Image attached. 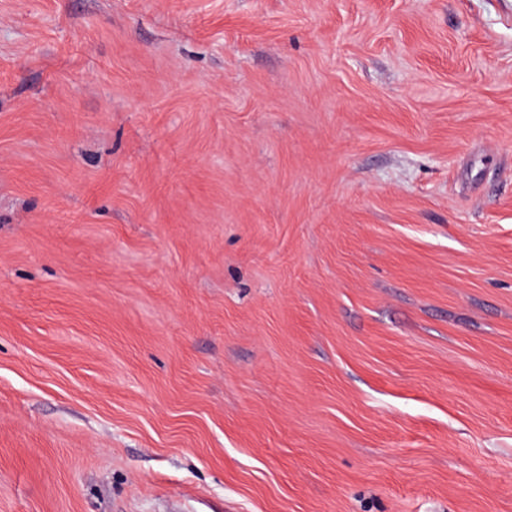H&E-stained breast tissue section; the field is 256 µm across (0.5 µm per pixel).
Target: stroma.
<instances>
[{"instance_id":"stroma-1","label":"stroma","mask_w":512,"mask_h":512,"mask_svg":"<svg viewBox=\"0 0 512 512\" xmlns=\"http://www.w3.org/2000/svg\"><path fill=\"white\" fill-rule=\"evenodd\" d=\"M0 512H512V0H0Z\"/></svg>"}]
</instances>
